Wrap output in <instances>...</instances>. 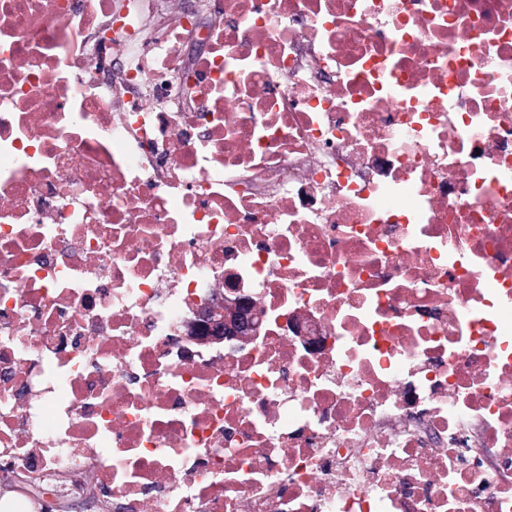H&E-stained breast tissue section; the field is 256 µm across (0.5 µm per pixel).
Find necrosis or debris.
<instances>
[{"instance_id":"1","label":"necrosis or debris","mask_w":512,"mask_h":512,"mask_svg":"<svg viewBox=\"0 0 512 512\" xmlns=\"http://www.w3.org/2000/svg\"><path fill=\"white\" fill-rule=\"evenodd\" d=\"M0 464L512 512V0H0ZM219 304L222 306L220 314L205 308L200 311L197 319L187 325L185 335L194 340L205 323L209 326L207 338L211 340L224 343L249 342L256 335L258 326L251 301L227 288Z\"/></svg>"}]
</instances>
